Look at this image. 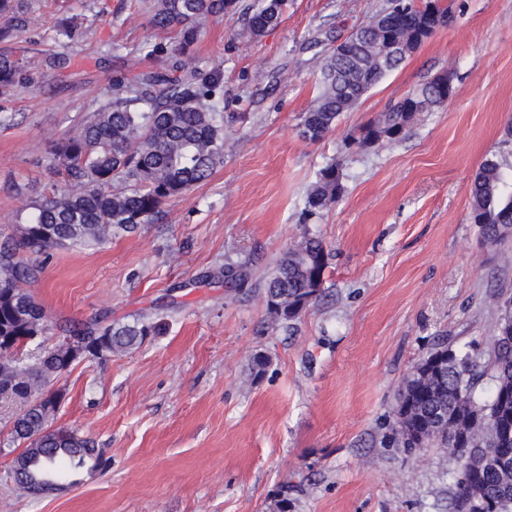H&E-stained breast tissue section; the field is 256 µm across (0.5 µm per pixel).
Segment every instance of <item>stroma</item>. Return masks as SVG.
<instances>
[{
	"instance_id": "stroma-1",
	"label": "stroma",
	"mask_w": 512,
	"mask_h": 512,
	"mask_svg": "<svg viewBox=\"0 0 512 512\" xmlns=\"http://www.w3.org/2000/svg\"><path fill=\"white\" fill-rule=\"evenodd\" d=\"M452 20L344 113L324 139L299 134L320 62L387 0H284L276 26L230 43L210 20L193 52L220 68L224 164L167 201L158 220L94 249L51 250L32 291L54 345L71 323L145 321L139 347L82 360L55 387L52 427L92 438L110 465L34 496L0 473V512H452L455 461L390 445L395 396L438 341L481 350L512 295V234L490 244L470 219L481 163L512 148V0H441ZM30 64L63 49L0 107V240L23 198L51 183L47 144L112 94V80L169 65L175 32L147 0H29ZM93 29L66 40L55 22ZM162 44L163 56L148 55ZM452 77L447 104L405 136L346 149L349 135L408 91ZM332 161L344 191L308 214ZM329 252L324 291L278 324L263 300L277 259L305 235ZM243 280H228L226 268ZM267 356L261 375L253 354Z\"/></svg>"
}]
</instances>
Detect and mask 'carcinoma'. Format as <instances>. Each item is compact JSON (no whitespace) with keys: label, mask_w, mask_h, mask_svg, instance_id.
<instances>
[{"label":"carcinoma","mask_w":512,"mask_h":512,"mask_svg":"<svg viewBox=\"0 0 512 512\" xmlns=\"http://www.w3.org/2000/svg\"><path fill=\"white\" fill-rule=\"evenodd\" d=\"M284 0H255L243 12L242 32L235 39L261 36L274 26ZM404 0H389L385 11L396 30L376 27L370 18L357 31L356 54L329 53L321 65L320 91L305 113L301 135L323 139L345 112H351L379 82L386 63L381 55L388 35L416 48L427 39L422 21L402 10ZM239 0H153L152 23L173 30L180 52L167 69L139 73L133 80L112 83V97L89 113L74 133L50 141L48 170L60 178L51 193L25 201L16 211L20 237L0 243V329L13 335L12 351L0 353V399L26 404L12 423V441L22 443L24 471L19 483L56 481L64 461L89 471L108 463L93 441L65 429H52L32 400L54 377L41 356L26 361L31 342L28 328H41L46 313L30 286L38 282L39 257L53 247H98L112 235L152 222L171 198L208 180L224 164V107L221 77L200 65L192 52L200 29L211 18L239 13ZM28 26L25 0H0V43L16 41ZM34 83L24 57L0 52V98ZM422 110L444 104L431 82L416 88ZM411 122L398 101L375 122L349 138L348 145H370L368 129L375 126L403 137ZM339 164L328 163L318 173L307 207L322 209L343 191ZM512 179V151L486 158L470 186L472 219L482 238L497 243L512 227V203L503 185ZM328 252L321 239L301 240L280 259L265 288L269 314L287 323L299 318L323 291ZM152 325L77 327L70 337L103 339L93 357L103 359L140 344ZM490 360L482 366L469 353L446 341L437 343L416 363L396 395L393 443L411 452L440 448L456 458L454 512H480L487 502L496 512H512V439L499 437V427L512 425V298L498 306L496 333L490 337ZM494 387L487 398L477 394L485 368ZM463 427L468 442L452 445L448 436Z\"/></svg>","instance_id":"cac0c4a2"}]
</instances>
